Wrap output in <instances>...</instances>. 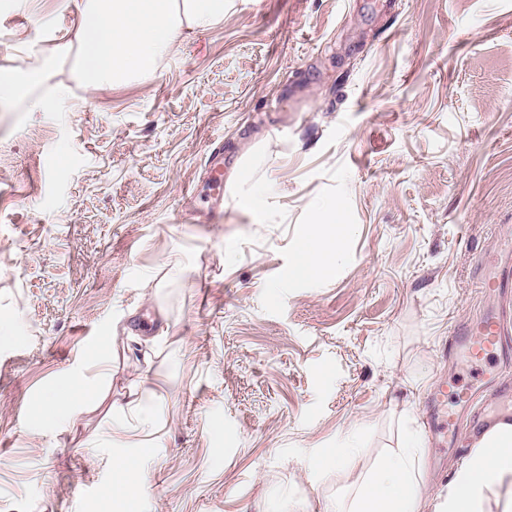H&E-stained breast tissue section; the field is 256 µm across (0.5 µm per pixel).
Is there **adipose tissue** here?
I'll return each mask as SVG.
<instances>
[{"label":"adipose tissue","instance_id":"1","mask_svg":"<svg viewBox=\"0 0 512 512\" xmlns=\"http://www.w3.org/2000/svg\"><path fill=\"white\" fill-rule=\"evenodd\" d=\"M224 15V0H85L76 38V68L95 88L132 75L154 74L158 62L184 31L210 26ZM321 224L310 225L297 255L294 276L312 278L340 258L325 248ZM424 446L409 432L358 486L349 512H426L414 462ZM474 451L455 473L438 512H486L474 484L504 490V512H512V418L502 417L473 440Z\"/></svg>","mask_w":512,"mask_h":512}]
</instances>
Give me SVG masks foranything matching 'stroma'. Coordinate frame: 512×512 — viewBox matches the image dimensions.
Here are the masks:
<instances>
[{
  "instance_id": "1",
  "label": "stroma",
  "mask_w": 512,
  "mask_h": 512,
  "mask_svg": "<svg viewBox=\"0 0 512 512\" xmlns=\"http://www.w3.org/2000/svg\"><path fill=\"white\" fill-rule=\"evenodd\" d=\"M84 2L0 0V68L60 105L0 106V512H339L411 429L441 502L512 404V338L445 351L512 271V0H224L96 90ZM323 212L340 260L291 278ZM80 401L74 399V385L67 380L58 381L52 394L45 398L44 413L48 417H55L63 407L70 408Z\"/></svg>"
}]
</instances>
